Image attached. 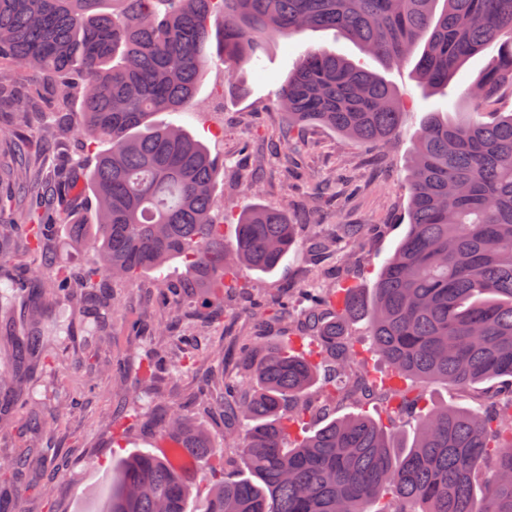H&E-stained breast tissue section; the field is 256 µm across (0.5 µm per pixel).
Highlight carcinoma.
<instances>
[{
	"label": "carcinoma",
	"instance_id": "obj_1",
	"mask_svg": "<svg viewBox=\"0 0 512 512\" xmlns=\"http://www.w3.org/2000/svg\"><path fill=\"white\" fill-rule=\"evenodd\" d=\"M307 29L343 34L387 70L411 64L434 89L496 46L477 82L459 90L453 111L466 117H425L407 164V231L372 294L343 288L327 322L330 300L313 292L305 321L335 374L351 370L346 327L362 320L398 379L463 389L512 378V113L483 121L484 104L512 93V0H0V85L6 64L40 71L62 103H79L62 113L72 132L101 147L82 168L95 198L89 215L70 222L63 194L55 215L35 212L25 226L27 246L42 256L31 281L46 292L41 316L16 339L19 361L44 354V320L63 300L81 308L93 294L97 315L118 312L110 278L152 276L178 320L196 288L224 300L228 248L258 272L276 270L295 245L288 210L247 205L227 243V218L212 214L216 157L185 127L153 117L195 105L210 50L231 69L260 60L263 36ZM277 103L293 128L318 124L380 146L401 132L403 105L383 76L314 49ZM60 226L101 265L54 269ZM16 229L0 208V260ZM177 261L188 280L172 278ZM317 382L316 366L286 344L252 362L246 380L224 382V409L244 427L243 475L220 480L205 512H512V395L505 407H432L402 435L355 415L293 442ZM23 400L10 387L0 418ZM173 428L211 474H224L223 452L177 406L165 418L164 431ZM488 459L496 466L481 486L476 472ZM25 470L21 461L0 464V481L21 485ZM189 496L179 473L141 451L112 465L105 512H186Z\"/></svg>",
	"mask_w": 512,
	"mask_h": 512
}]
</instances>
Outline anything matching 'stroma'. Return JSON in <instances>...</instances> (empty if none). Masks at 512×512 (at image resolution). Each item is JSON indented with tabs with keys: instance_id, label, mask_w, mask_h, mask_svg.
Masks as SVG:
<instances>
[{
	"instance_id": "1",
	"label": "stroma",
	"mask_w": 512,
	"mask_h": 512,
	"mask_svg": "<svg viewBox=\"0 0 512 512\" xmlns=\"http://www.w3.org/2000/svg\"><path fill=\"white\" fill-rule=\"evenodd\" d=\"M340 55L363 67L377 62L333 30H305L290 39L267 41L259 64L227 72L214 60L199 87L197 105L182 115L161 114V123L183 125L217 152L224 172L217 181L215 204L235 214L252 202L272 207L286 201L317 202L307 220L297 228V238L328 240L322 254L293 251L273 273L263 275L228 257L237 290L224 298V319L203 325L183 321L180 330L191 336L182 353L153 328L167 320L165 300L150 277L137 287L117 286L120 311L109 335L97 336L91 324L67 303L60 304L55 319L62 331L49 343V358L31 364L21 388L28 408L14 413L0 426V457H14L30 448L48 451L46 484L52 494L31 495L25 512H101L112 481V464L128 454L156 452L162 437L165 405L181 403L189 419L214 436V447L224 453V476H240L239 450L234 441L236 424L225 423L211 410L204 386L221 385L224 377L246 376L237 354L238 341L257 346L289 336L296 352L317 362L320 346L304 325L300 311L310 289L338 291L344 286L372 288L383 261L405 234L403 217L408 203L406 165L414 136L426 112L442 107L443 94L425 89L411 68L386 72L385 77L403 103V123L398 139L386 149L357 144L325 127L312 125L292 135L281 112L274 107L279 87L294 72L308 48ZM57 97L42 86L36 71L14 76L0 91V167L13 165L21 145L31 149L30 164L39 172L36 194L24 193L18 183L0 181V205L25 217L31 208L51 213L57 206L58 177L90 160L97 148L92 141L74 138L57 115ZM291 148L297 174L284 176L281 153ZM338 224H364L370 232L362 245L335 240ZM261 303L279 295L289 297L292 327L282 333L273 313L257 320L243 307L239 294ZM12 317L0 321V371L13 372V339L31 320V295L13 292ZM356 357L354 369L375 382L371 397L341 398L336 416L366 413L389 431L406 428L409 415L395 413L390 398L392 369L371 348L364 323L356 322L349 336ZM152 346L161 362L150 382H141L138 355ZM96 363L100 371L87 375L83 364ZM406 387L420 391L428 406L474 408L488 398L501 397L507 381L488 380L467 389L441 382L406 379ZM55 419L47 433H30L23 426L30 413Z\"/></svg>"
}]
</instances>
